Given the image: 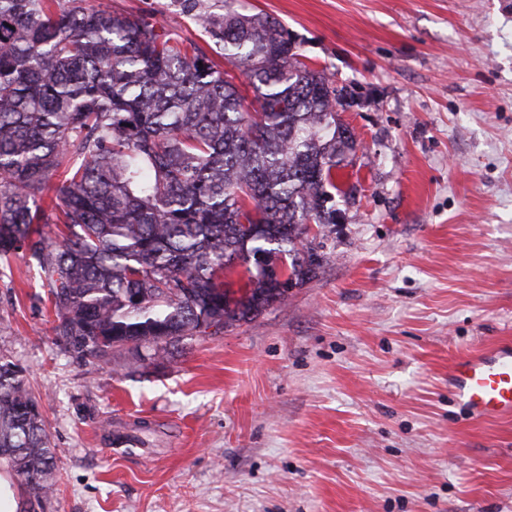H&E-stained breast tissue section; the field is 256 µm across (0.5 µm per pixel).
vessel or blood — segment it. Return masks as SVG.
<instances>
[{
    "label": "vessel or blood",
    "mask_w": 512,
    "mask_h": 512,
    "mask_svg": "<svg viewBox=\"0 0 512 512\" xmlns=\"http://www.w3.org/2000/svg\"><path fill=\"white\" fill-rule=\"evenodd\" d=\"M451 386L473 413L512 414V347L503 346L460 360Z\"/></svg>",
    "instance_id": "1"
}]
</instances>
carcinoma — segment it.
Returning a JSON list of instances; mask_svg holds the SVG:
<instances>
[{"instance_id": "carcinoma-1", "label": "carcinoma", "mask_w": 512, "mask_h": 512, "mask_svg": "<svg viewBox=\"0 0 512 512\" xmlns=\"http://www.w3.org/2000/svg\"><path fill=\"white\" fill-rule=\"evenodd\" d=\"M0 0V257L49 283L54 335L80 357L217 334L321 267L348 92L263 14L200 15L256 92L206 49L103 6ZM62 172L44 204L51 177ZM238 266L240 296L228 279ZM40 512L55 455L23 370L0 359V467Z\"/></svg>"}]
</instances>
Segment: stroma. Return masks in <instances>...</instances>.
I'll list each match as a JSON object with an SVG mask.
<instances>
[{
	"label": "stroma",
	"instance_id": "1",
	"mask_svg": "<svg viewBox=\"0 0 512 512\" xmlns=\"http://www.w3.org/2000/svg\"><path fill=\"white\" fill-rule=\"evenodd\" d=\"M209 53L198 20L283 23L351 94L354 185L317 276L170 353L78 357L45 280L0 261V357L57 458L45 512H512V416L450 390L512 344V0H90Z\"/></svg>",
	"mask_w": 512,
	"mask_h": 512
}]
</instances>
